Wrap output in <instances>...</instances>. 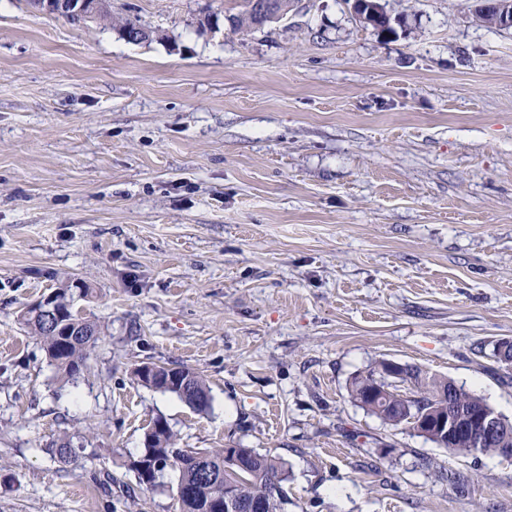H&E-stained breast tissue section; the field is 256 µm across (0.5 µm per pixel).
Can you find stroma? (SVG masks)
Wrapping results in <instances>:
<instances>
[{
  "instance_id": "1",
  "label": "stroma",
  "mask_w": 512,
  "mask_h": 512,
  "mask_svg": "<svg viewBox=\"0 0 512 512\" xmlns=\"http://www.w3.org/2000/svg\"><path fill=\"white\" fill-rule=\"evenodd\" d=\"M385 6L387 35L345 0L243 35L245 0H112L131 43L0 0V512H175L176 473L127 468L157 419L282 459L288 512H512V460L348 392L417 365L512 419V28ZM76 282L102 332L68 380L20 312ZM144 363L203 374L208 410Z\"/></svg>"
}]
</instances>
